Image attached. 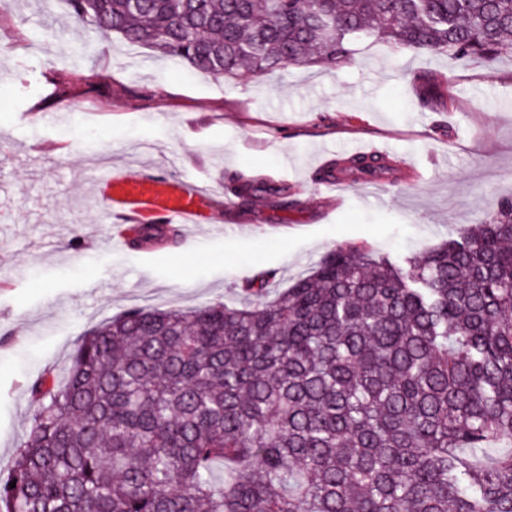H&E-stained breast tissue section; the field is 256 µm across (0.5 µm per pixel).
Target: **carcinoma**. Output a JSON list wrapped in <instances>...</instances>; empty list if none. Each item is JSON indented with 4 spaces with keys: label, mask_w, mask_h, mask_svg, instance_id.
<instances>
[{
    "label": "carcinoma",
    "mask_w": 512,
    "mask_h": 512,
    "mask_svg": "<svg viewBox=\"0 0 512 512\" xmlns=\"http://www.w3.org/2000/svg\"><path fill=\"white\" fill-rule=\"evenodd\" d=\"M66 3L98 38L226 80L338 69L360 34L512 57V0ZM389 169L356 154L319 179ZM227 190L288 197L243 177ZM166 232L140 224L132 245ZM275 277L244 282L251 305H138L79 336L64 377L29 387L0 512H512V198L402 264L338 247L271 298Z\"/></svg>",
    "instance_id": "1"
}]
</instances>
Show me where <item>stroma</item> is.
<instances>
[{
    "instance_id": "35a3bbf8",
    "label": "stroma",
    "mask_w": 512,
    "mask_h": 512,
    "mask_svg": "<svg viewBox=\"0 0 512 512\" xmlns=\"http://www.w3.org/2000/svg\"><path fill=\"white\" fill-rule=\"evenodd\" d=\"M450 93L430 109L429 94ZM68 113L66 122L54 120ZM379 147L397 183L318 181ZM202 186V222L174 240L115 249L157 224L129 216L108 175ZM288 185L291 207L232 202L228 179ZM512 196V59L454 63L352 45L344 67H289L227 82L142 46L90 39L65 0H0V479L33 410L30 383L64 373L87 329L135 305L243 300L273 270L279 292L329 250L396 260L466 232Z\"/></svg>"
}]
</instances>
